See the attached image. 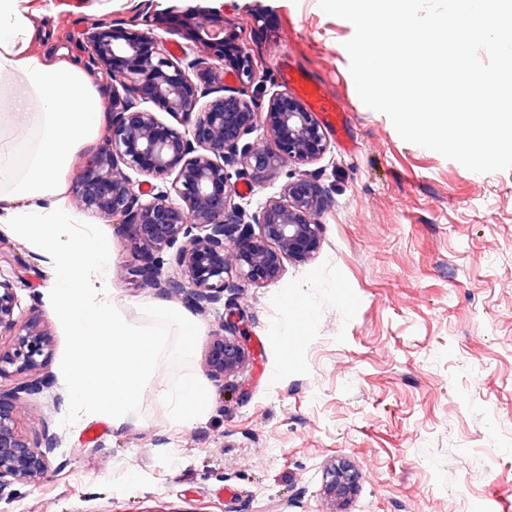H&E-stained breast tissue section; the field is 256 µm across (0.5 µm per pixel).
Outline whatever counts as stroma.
<instances>
[{
	"label": "stroma",
	"mask_w": 512,
	"mask_h": 512,
	"mask_svg": "<svg viewBox=\"0 0 512 512\" xmlns=\"http://www.w3.org/2000/svg\"><path fill=\"white\" fill-rule=\"evenodd\" d=\"M206 2L238 23L252 59L251 95L282 92L288 61L338 98L355 151L328 136L308 167L265 179L233 173L256 208L300 171L325 189L324 233L307 261L288 260L271 285L225 291L245 318L249 360L222 381L206 357L223 306L197 314L171 298L173 319L140 273L143 256L122 226L64 209L79 236L114 248L111 299L168 345L143 392L139 420L120 426L74 406L65 383L71 338L49 293L54 268L32 241L0 222V277L21 318L52 335L41 374L52 389L22 396L16 425L58 445L48 470L0 493V512H328L322 475L334 459L359 473L348 512H512V170L475 173L404 141L360 100L344 48L354 28L318 0H154L181 15ZM55 11L43 14L47 3ZM141 0H29L40 11L36 53L83 63V32L103 20L145 28ZM201 336L183 347L180 318ZM210 401L176 425L158 393L190 378Z\"/></svg>",
	"instance_id": "stroma-1"
}]
</instances>
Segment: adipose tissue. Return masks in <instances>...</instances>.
Segmentation results:
<instances>
[{"instance_id":"obj_1","label":"adipose tissue","mask_w":512,"mask_h":512,"mask_svg":"<svg viewBox=\"0 0 512 512\" xmlns=\"http://www.w3.org/2000/svg\"><path fill=\"white\" fill-rule=\"evenodd\" d=\"M36 28L24 0H0V125L21 121L33 140L0 134V211L53 260V300L73 338L66 385L74 405L120 425L137 413L143 386L164 348L158 331L130 322L105 298L112 244L70 232L68 213L54 203L70 189L75 151L105 131L102 102L74 62L33 53ZM174 420L191 425L208 397L195 378L162 390Z\"/></svg>"}]
</instances>
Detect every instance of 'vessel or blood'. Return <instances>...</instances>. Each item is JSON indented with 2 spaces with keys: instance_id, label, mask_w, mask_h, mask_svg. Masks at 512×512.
<instances>
[{
  "instance_id": "b4317fda",
  "label": "vessel or blood",
  "mask_w": 512,
  "mask_h": 512,
  "mask_svg": "<svg viewBox=\"0 0 512 512\" xmlns=\"http://www.w3.org/2000/svg\"><path fill=\"white\" fill-rule=\"evenodd\" d=\"M280 78L300 97L307 110L320 113L324 123L335 133L339 142L348 143L345 110L336 98L327 92L322 83L305 70L288 63L281 66Z\"/></svg>"
}]
</instances>
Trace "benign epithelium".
I'll return each mask as SVG.
<instances>
[{
    "label": "benign epithelium",
    "instance_id": "7a95c632",
    "mask_svg": "<svg viewBox=\"0 0 512 512\" xmlns=\"http://www.w3.org/2000/svg\"><path fill=\"white\" fill-rule=\"evenodd\" d=\"M142 12L153 27L185 36L202 55L183 52L176 58L161 37L150 31L92 23L84 32V50L91 67L110 80L107 105L112 127L78 178L73 196L80 208L105 222L126 225L128 242L151 264V287L180 297L198 313H207L238 279L255 285L277 282L283 260H307L319 248L324 225L321 186L302 174L279 195L251 211L236 202L228 168L240 167L256 179L265 178L285 162L308 164L327 151V140L314 113L284 94L263 106L247 91L224 95V75L241 85L253 80L248 55L237 43L235 29L224 15L197 7L164 25L144 0ZM151 107L143 108L141 104ZM164 112L184 131L163 125ZM266 132L263 144L251 142L256 122ZM147 177L135 182L128 171ZM171 178L170 188L143 191L153 179ZM151 199L143 200V196ZM259 232H254L252 226ZM172 251L169 258L163 253ZM178 272L162 276L164 265ZM13 285L0 280V337H12L0 349V375L6 367L33 372L51 343L36 317L15 315ZM244 318L228 313L214 334L206 360L208 374L221 379L248 359ZM57 438L43 429L28 439L15 427V406L0 402V492L14 482H31L44 474ZM358 488V476L346 460L331 462L322 494L331 512H344Z\"/></svg>",
    "mask_w": 512,
    "mask_h": 512
}]
</instances>
